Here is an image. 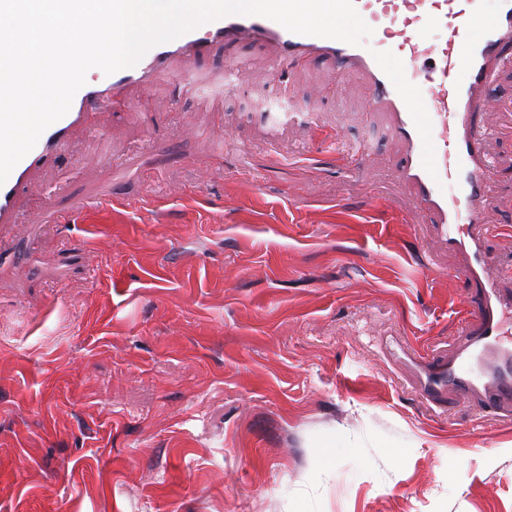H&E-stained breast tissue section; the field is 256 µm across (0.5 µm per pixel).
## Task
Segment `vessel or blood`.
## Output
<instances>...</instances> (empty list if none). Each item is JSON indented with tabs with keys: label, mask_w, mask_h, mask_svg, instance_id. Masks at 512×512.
I'll return each instance as SVG.
<instances>
[{
	"label": "vessel or blood",
	"mask_w": 512,
	"mask_h": 512,
	"mask_svg": "<svg viewBox=\"0 0 512 512\" xmlns=\"http://www.w3.org/2000/svg\"><path fill=\"white\" fill-rule=\"evenodd\" d=\"M483 5L484 0H354L374 31L372 48L295 34L257 15H228L154 45L136 65L113 73L110 83L86 81L69 111L16 164L0 185V231L16 224L32 174L69 150L74 131L89 115L128 106L126 90L150 89L168 74L172 60L189 68L215 46L247 38L269 52L272 70L281 77L316 62L339 75L358 72L367 84L366 111L388 115L390 135L401 147L396 174L411 190V211L432 225L450 253L463 257L460 273L476 290L477 323L465 347L452 359H426L419 392L435 405L445 404L450 392L474 389L487 403L510 401L512 343H505L503 334L512 298L501 292L483 241L494 168L487 134L496 124L483 117L481 106L497 68L512 60V0H497L494 15L478 30L474 22ZM418 80L426 94L421 108L414 103ZM331 144L354 168L373 149L367 140L347 143L336 137Z\"/></svg>",
	"instance_id": "b4317fda"
}]
</instances>
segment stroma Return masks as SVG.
I'll return each instance as SVG.
<instances>
[{
  "instance_id": "obj_1",
  "label": "stroma",
  "mask_w": 512,
  "mask_h": 512,
  "mask_svg": "<svg viewBox=\"0 0 512 512\" xmlns=\"http://www.w3.org/2000/svg\"><path fill=\"white\" fill-rule=\"evenodd\" d=\"M194 71L206 89L130 90L29 189L151 210L25 211L0 247V512H512V405L435 407L392 354H453L476 323L460 257L407 214L399 145L351 177L289 157L375 135L363 77L280 78L248 41ZM286 95L310 121L268 143L248 115ZM485 108L486 244L512 291V64Z\"/></svg>"
}]
</instances>
